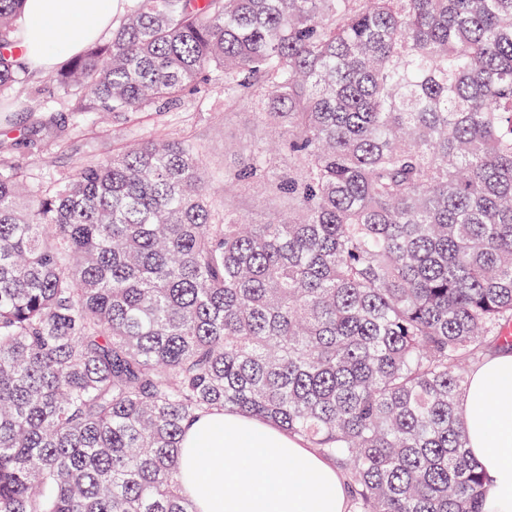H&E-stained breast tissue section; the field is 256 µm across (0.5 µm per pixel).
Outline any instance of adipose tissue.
<instances>
[{"instance_id": "obj_1", "label": "adipose tissue", "mask_w": 512, "mask_h": 512, "mask_svg": "<svg viewBox=\"0 0 512 512\" xmlns=\"http://www.w3.org/2000/svg\"><path fill=\"white\" fill-rule=\"evenodd\" d=\"M23 60L50 69L79 54L113 21V0H26ZM468 448L485 474L484 512H512V352L487 358L469 375L462 404ZM208 449L199 459L198 449ZM300 463L304 486L268 462L269 449ZM181 492L197 512H347L342 477L304 440L231 411L207 414L184 431Z\"/></svg>"}]
</instances>
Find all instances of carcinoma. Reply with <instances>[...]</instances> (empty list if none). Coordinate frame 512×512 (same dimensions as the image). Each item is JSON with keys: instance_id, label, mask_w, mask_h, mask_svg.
Segmentation results:
<instances>
[{"instance_id": "cac0c4a2", "label": "carcinoma", "mask_w": 512, "mask_h": 512, "mask_svg": "<svg viewBox=\"0 0 512 512\" xmlns=\"http://www.w3.org/2000/svg\"><path fill=\"white\" fill-rule=\"evenodd\" d=\"M46 81L123 115L218 84L281 136L222 174L119 147L48 193L0 159V512H195L213 409L304 438L352 512H483L459 404L512 350V0H137ZM255 180L266 223L215 207Z\"/></svg>"}]
</instances>
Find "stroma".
Returning <instances> with one entry per match:
<instances>
[{
  "mask_svg": "<svg viewBox=\"0 0 512 512\" xmlns=\"http://www.w3.org/2000/svg\"><path fill=\"white\" fill-rule=\"evenodd\" d=\"M44 105L50 107L54 125L41 129L36 110ZM260 110V105L244 103L225 111L224 91L215 85L200 105L191 100L170 112L106 118L90 113L79 117L70 112L68 99L59 87L36 79L20 91L0 94V135L8 136V157L33 185L53 184L79 160L106 157L126 140L169 134L197 145L208 171L218 173L235 168L254 140L269 136V129L259 124ZM33 136L41 141V153H32L28 147ZM225 197L250 223L266 222L264 184L231 189Z\"/></svg>",
  "mask_w": 512,
  "mask_h": 512,
  "instance_id": "1",
  "label": "stroma"
}]
</instances>
